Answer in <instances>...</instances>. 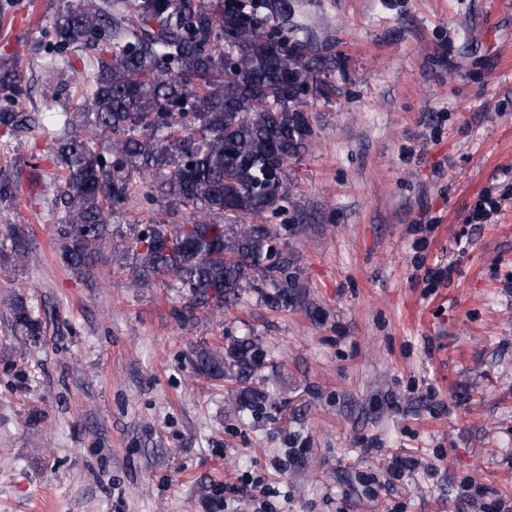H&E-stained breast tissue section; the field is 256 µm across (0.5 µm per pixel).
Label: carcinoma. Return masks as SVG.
<instances>
[{
	"label": "carcinoma",
	"mask_w": 512,
	"mask_h": 512,
	"mask_svg": "<svg viewBox=\"0 0 512 512\" xmlns=\"http://www.w3.org/2000/svg\"><path fill=\"white\" fill-rule=\"evenodd\" d=\"M300 0H65L45 31L40 68L59 79L74 55L95 50L87 79L58 86L64 100L52 137L54 168L37 180V200L57 216L61 260L91 278L103 250L142 286L159 280L186 298L185 320L219 315L247 290L273 309L298 300L291 260L271 256L273 231L293 191L290 161L315 131L307 108L336 67L331 45H319L297 22ZM27 88L13 69L0 71V134L23 144L39 113L18 108ZM108 139L100 148L98 141ZM18 168L0 167V201L14 198ZM157 186L186 222L131 224L112 244L113 214L141 190ZM18 262L33 258L21 224L7 236ZM15 326L32 336L41 325L27 302L7 294ZM266 352L236 338L196 352L195 372L242 382L265 367ZM266 394L245 388L232 399L253 411Z\"/></svg>",
	"instance_id": "cac0c4a2"
}]
</instances>
